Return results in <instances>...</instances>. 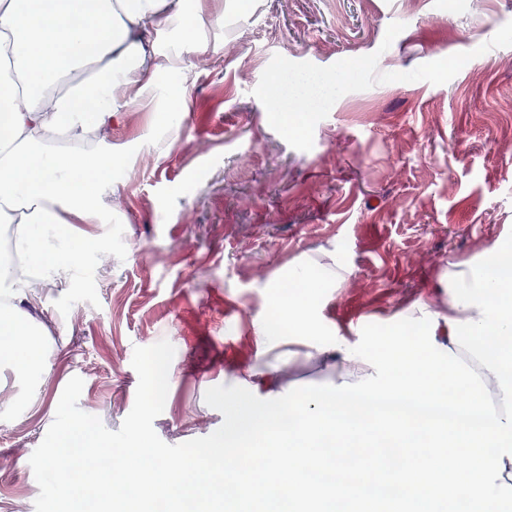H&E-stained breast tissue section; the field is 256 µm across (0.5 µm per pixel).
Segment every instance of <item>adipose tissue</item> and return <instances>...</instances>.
I'll list each match as a JSON object with an SVG mask.
<instances>
[{
    "label": "adipose tissue",
    "mask_w": 512,
    "mask_h": 512,
    "mask_svg": "<svg viewBox=\"0 0 512 512\" xmlns=\"http://www.w3.org/2000/svg\"><path fill=\"white\" fill-rule=\"evenodd\" d=\"M182 0H0V223L36 242L35 257L51 261L63 252L57 229L64 219L92 220L90 203L73 202L66 190L93 192L98 170L109 157L101 149L51 155L42 147L67 126L104 124L117 87L151 83L146 61L153 46L146 21L161 11L179 12ZM96 63L94 81L62 88L61 80ZM512 257L496 255L481 279H462L451 294L450 315L425 319L428 331L448 330V370L418 337L386 336L363 350L342 348L348 376L364 381L368 370L395 364L402 378L420 386L442 384L465 393L494 383V398L479 416L462 420L472 467L469 498L478 512H512ZM283 330L306 333L307 345L321 350L314 321L299 295H289L275 311Z\"/></svg>",
    "instance_id": "1"
}]
</instances>
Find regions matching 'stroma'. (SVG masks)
Listing matches in <instances>:
<instances>
[{
    "instance_id": "obj_1",
    "label": "stroma",
    "mask_w": 512,
    "mask_h": 512,
    "mask_svg": "<svg viewBox=\"0 0 512 512\" xmlns=\"http://www.w3.org/2000/svg\"><path fill=\"white\" fill-rule=\"evenodd\" d=\"M147 30L154 81L118 96L87 135L112 162L98 218L70 225L65 262L0 308L47 334L34 373L0 352V512H35L25 448L42 442L67 382L119 430L133 349L168 340L154 420L170 445L217 430L207 389L283 367L262 399L343 386L353 347L450 311L457 272L512 251V0H205ZM303 265L327 349L300 337L260 352L256 327Z\"/></svg>"
}]
</instances>
